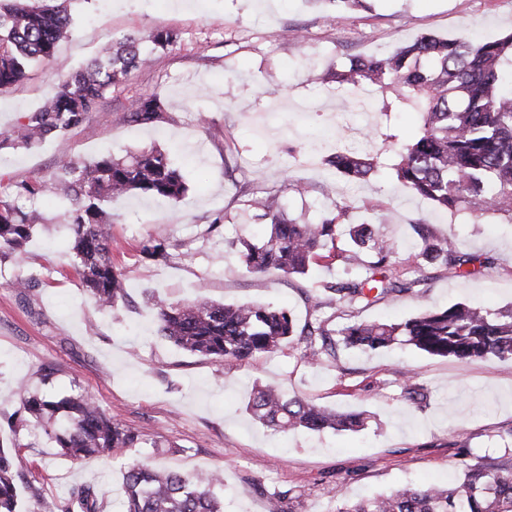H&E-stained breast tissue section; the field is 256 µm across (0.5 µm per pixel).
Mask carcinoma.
<instances>
[{"mask_svg":"<svg viewBox=\"0 0 512 512\" xmlns=\"http://www.w3.org/2000/svg\"><path fill=\"white\" fill-rule=\"evenodd\" d=\"M69 3L0 0V90L26 80L34 65L55 61L57 45L72 33ZM147 42L154 50L169 51L178 46L179 36L163 30L146 38L126 34L85 65L60 67L54 94L10 131L0 132V143L28 148L80 125L132 71L148 64ZM328 79L340 87L377 92L385 113L412 109L421 114L419 133L400 146L393 164L396 178L414 194L452 215H502L512 223V34L490 41L474 39L465 30L454 37L423 35L387 55L354 57L330 71ZM166 111V98L156 89L135 96L121 118L147 125ZM379 157L341 149L328 155L326 164L356 181L377 167ZM186 191L182 175L159 149L87 163L63 157L49 176L17 184L13 201L0 184V260L22 255L39 220L18 201L56 194L68 202L71 266L99 305L113 307L124 298L125 288L123 273L112 262V220L105 205L131 192L178 200ZM248 207L266 221L269 231L257 242L238 241L247 272L304 275L326 258L361 270L354 277L324 283L312 297L316 312L334 301L351 308L368 306L421 285V280L397 273L394 246L373 225L346 223L349 206L344 203L335 204L336 214L318 224L288 217L275 195L253 193ZM416 231L422 241L419 265H449L465 278L472 274L466 265L481 262L478 255H457L453 241L434 235L422 219ZM344 233L349 248L338 251L336 238ZM168 249L162 237H149L141 245L142 255L157 262L167 261ZM155 307L160 335L213 361L249 360L297 339L306 344L303 359L316 363L319 353H334L338 336L344 345L362 349L400 344L462 362L512 359V307L491 310L456 303L400 322L350 321L338 329L319 318L300 326L287 310L270 305L192 301L158 302ZM247 410L277 433L299 428L358 431L366 424L362 412L339 413L298 396L287 398L273 386L253 387ZM18 413L19 424L43 429L55 415H66L68 428L54 437L60 454L73 462L112 456L144 443L141 434L112 419L86 392L58 401L24 393ZM500 439L508 442L502 460L465 465L455 485L403 487L354 502L338 492L336 512H512V429ZM16 462L17 453L0 445V512H19L23 496L40 512H103L101 494L91 486L73 489L63 503L45 498L34 481L20 493ZM222 485V470L194 476L134 461L124 467L122 512H224V502L214 492Z\"/></svg>","mask_w":512,"mask_h":512,"instance_id":"obj_1","label":"carcinoma"}]
</instances>
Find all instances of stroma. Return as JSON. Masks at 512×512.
Returning <instances> with one entry per match:
<instances>
[{"label": "stroma", "mask_w": 512, "mask_h": 512, "mask_svg": "<svg viewBox=\"0 0 512 512\" xmlns=\"http://www.w3.org/2000/svg\"><path fill=\"white\" fill-rule=\"evenodd\" d=\"M72 9L73 34L59 44L56 65L79 67L129 33L171 30L180 44L155 53L102 111L65 135L32 148H0V179L49 175L64 156L91 161L154 147L169 154L188 189L177 201L132 194L109 205L112 260L126 285L113 309H101L69 265L62 199L37 203L42 221L22 261L0 263V438L21 443L22 480L39 481L59 500L74 486L92 485L103 494V512H119L123 466L145 459L189 475L223 469L225 512H266L278 492L286 495L284 512H336L338 489L356 501L455 481L461 445L478 456H502L497 434L512 428V360L465 363L408 346L340 343L334 356L312 365L303 359L304 343L295 341L247 361L213 362L160 336L155 304H270L304 322L312 314L311 286L345 277L337 262L313 266L303 278L247 273L236 243L267 229L243 203L247 184L278 194L290 217L310 223L348 202L350 223L375 225L395 243L401 275L422 274L413 293L353 310L354 320H399L459 302L512 305V224L441 212L385 166L350 182L325 163L339 148L392 155L420 127L414 112L383 115L370 93L357 110L327 72L424 34L452 37L465 29L500 38L512 33V0H364L353 9L332 0H190L185 7L175 0H75ZM56 65L35 66L22 84L0 92V131L53 94ZM154 89L167 100L162 122L119 120L132 96ZM386 126L396 144L362 140L365 130ZM420 219L452 238L458 253L487 257V265L467 278L437 265L416 271L412 224ZM156 234L171 244L167 262L140 253L141 242ZM21 276L34 277L33 286L15 288ZM408 381L420 386L424 401L404 400ZM257 383L366 413L367 425L358 432L272 433L245 409ZM23 388L56 399L87 392L146 444L113 459L72 462L42 428L10 431Z\"/></svg>", "instance_id": "stroma-1"}]
</instances>
